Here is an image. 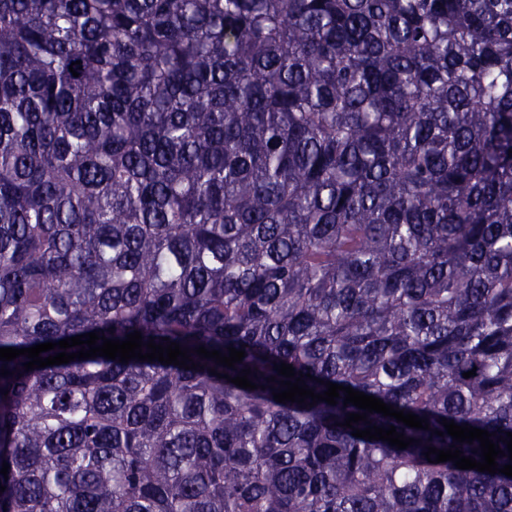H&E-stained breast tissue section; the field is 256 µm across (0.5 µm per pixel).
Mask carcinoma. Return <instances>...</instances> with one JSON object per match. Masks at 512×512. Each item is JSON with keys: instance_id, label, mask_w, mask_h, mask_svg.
<instances>
[{"instance_id": "1", "label": "carcinoma", "mask_w": 512, "mask_h": 512, "mask_svg": "<svg viewBox=\"0 0 512 512\" xmlns=\"http://www.w3.org/2000/svg\"><path fill=\"white\" fill-rule=\"evenodd\" d=\"M94 331L245 357L0 361V512H512V0H0V348Z\"/></svg>"}]
</instances>
